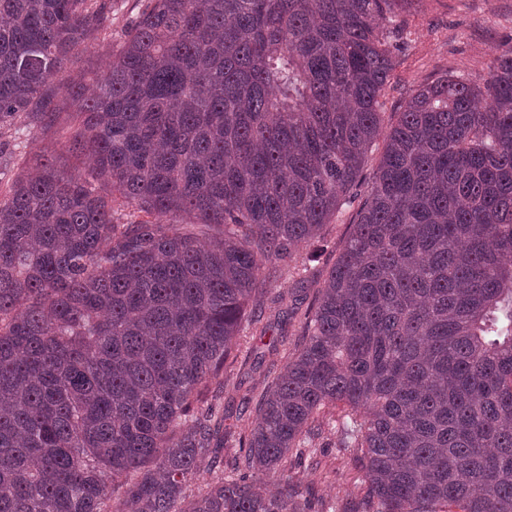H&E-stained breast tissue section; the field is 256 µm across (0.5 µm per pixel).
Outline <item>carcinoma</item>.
Returning a JSON list of instances; mask_svg holds the SVG:
<instances>
[{"label":"carcinoma","instance_id":"cac0c4a2","mask_svg":"<svg viewBox=\"0 0 512 512\" xmlns=\"http://www.w3.org/2000/svg\"><path fill=\"white\" fill-rule=\"evenodd\" d=\"M411 2L146 0L68 85L101 185L41 150L0 187V512H105L116 484L119 512H307L288 481L187 488L230 437L201 405L263 272L354 204L244 467L279 470L334 405L372 512H512V46L385 130L378 21ZM110 35L112 0H0V129L55 128L58 74ZM106 40H97L89 43L79 53L77 59L73 64H69L67 69L60 73L57 81L64 86L73 79L79 77L84 73L86 77H90L95 73H100L104 70L109 61L108 46Z\"/></svg>","mask_w":512,"mask_h":512}]
</instances>
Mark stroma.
<instances>
[{
  "label": "stroma",
  "instance_id": "obj_1",
  "mask_svg": "<svg viewBox=\"0 0 512 512\" xmlns=\"http://www.w3.org/2000/svg\"><path fill=\"white\" fill-rule=\"evenodd\" d=\"M145 0H112V39L89 43L57 80L68 84L79 75L104 70L109 42H120L137 20ZM392 26L394 69L385 87L386 122H394L405 101L420 85L450 72L483 84L489 64L502 49L512 46V0H413L397 12ZM52 151L57 167L66 173L84 172L85 166L68 150L64 136L34 126L23 136L0 130V147L22 166L35 147ZM353 220L344 212L323 229V242L301 246L282 274L267 278L259 296L261 320L245 327L238 349L230 357L222 382L213 383L214 405L238 435L249 434L256 418L258 394L265 386V372L283 369L289 353L301 339L299 316L290 312V294L296 281H324L336 260V251L347 239ZM339 409L324 418L323 434L315 447L289 454L288 475L308 502L309 512H367L357 451L339 445L336 421ZM239 452L234 441L225 442L218 462L203 458L188 491L195 494L219 478L236 476Z\"/></svg>",
  "mask_w": 512,
  "mask_h": 512
}]
</instances>
